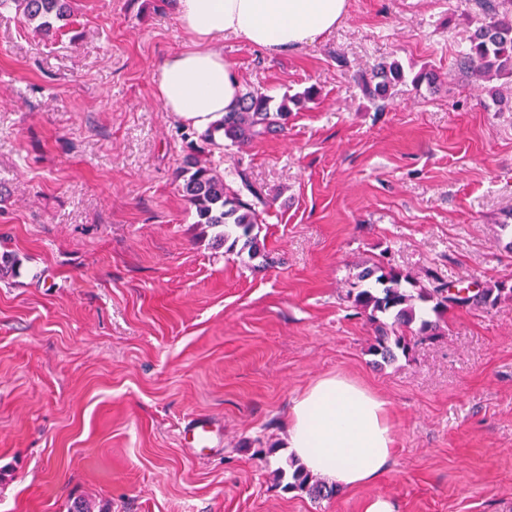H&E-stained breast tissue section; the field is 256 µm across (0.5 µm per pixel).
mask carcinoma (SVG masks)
Returning <instances> with one entry per match:
<instances>
[{"instance_id": "1", "label": "carcinoma", "mask_w": 512, "mask_h": 512, "mask_svg": "<svg viewBox=\"0 0 512 512\" xmlns=\"http://www.w3.org/2000/svg\"><path fill=\"white\" fill-rule=\"evenodd\" d=\"M483 15L482 22L469 32L465 45L459 52L460 71L487 81L506 79L512 81V0H476ZM1 9H13L29 22L37 23V29L48 35L61 29L71 17L70 0H0ZM406 80L405 71L397 60L377 66L373 79L361 76L357 80L362 95L372 103L386 97L387 89ZM415 88L437 87V76L425 68L413 75ZM288 98L280 103L274 97L246 91L224 113V118L200 135L207 143L215 144L213 131H224V138L243 148L283 131L288 123ZM232 175L239 179L241 187L234 188L222 174L210 164L190 159L188 167L176 174L179 190L194 210L195 223L218 228L219 241L244 245L256 252L255 229L262 223V215L269 202L262 191L254 187L246 173L237 168ZM374 282L347 293L353 307L367 316L375 325V336L370 352L385 362L394 360L397 352L406 355L412 342L431 340L442 335L440 319L448 311L460 307H493L504 298H512V286L504 282L480 288L462 296L451 293L455 284L443 280L437 273L428 271L426 281L395 268L365 269L359 279ZM432 304L431 311L437 316L432 321L424 317L419 304ZM290 488L308 490L314 496L321 495L324 483L298 466L292 473Z\"/></svg>"}]
</instances>
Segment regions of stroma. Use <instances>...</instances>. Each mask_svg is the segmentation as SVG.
<instances>
[{"mask_svg":"<svg viewBox=\"0 0 512 512\" xmlns=\"http://www.w3.org/2000/svg\"><path fill=\"white\" fill-rule=\"evenodd\" d=\"M348 3L298 49L216 44L243 90L318 91L283 133L203 147L271 202L256 258L175 182L192 128L156 69L192 43L171 0H71L50 35L0 11V251L20 263L0 280V512H512V300L385 362L346 298L376 263L512 283V85L456 66L475 0ZM390 59L440 86L376 108L355 78ZM336 373L388 402L394 452L317 499L278 472L292 401ZM193 419L212 447L187 444Z\"/></svg>","mask_w":512,"mask_h":512,"instance_id":"obj_1","label":"stroma"}]
</instances>
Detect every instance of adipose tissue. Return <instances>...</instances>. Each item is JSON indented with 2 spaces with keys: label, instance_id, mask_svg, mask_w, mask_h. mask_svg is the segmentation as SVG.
<instances>
[{
  "label": "adipose tissue",
  "instance_id": "ef3b65f1",
  "mask_svg": "<svg viewBox=\"0 0 512 512\" xmlns=\"http://www.w3.org/2000/svg\"><path fill=\"white\" fill-rule=\"evenodd\" d=\"M193 47L167 58L157 93L166 111L199 130L223 118L239 96L231 65L215 48L224 35L275 54L312 43L346 17L348 0H175ZM394 443L390 408L359 381L330 374L296 397L287 447L306 470L343 489L377 482Z\"/></svg>",
  "mask_w": 512,
  "mask_h": 512
}]
</instances>
